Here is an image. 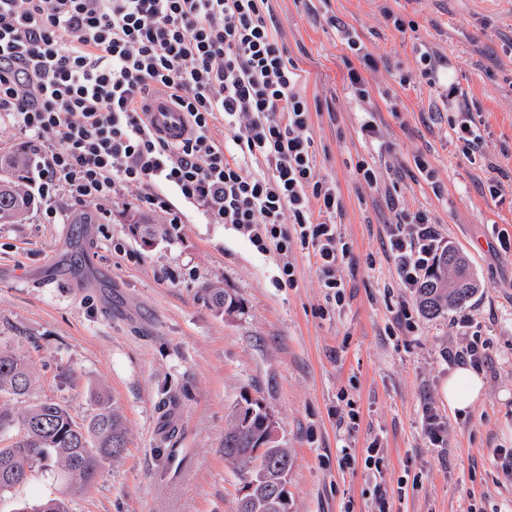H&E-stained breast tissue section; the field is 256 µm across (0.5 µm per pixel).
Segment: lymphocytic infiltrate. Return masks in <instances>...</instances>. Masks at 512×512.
Wrapping results in <instances>:
<instances>
[{"mask_svg": "<svg viewBox=\"0 0 512 512\" xmlns=\"http://www.w3.org/2000/svg\"><path fill=\"white\" fill-rule=\"evenodd\" d=\"M271 2L0 0V112L43 159V223H56L61 196L104 206L134 188L143 207L165 209L168 188L259 253L276 252L274 287L296 285L294 254L307 253L342 305L343 199L317 173L303 75L278 44ZM155 93L188 113V138L152 133L144 114ZM441 99L475 159L473 113L455 89ZM385 248L403 287H418L439 251L429 211L388 225Z\"/></svg>", "mask_w": 512, "mask_h": 512, "instance_id": "obj_1", "label": "lymphocytic infiltrate"}]
</instances>
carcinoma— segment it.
Here are the masks:
<instances>
[{"label":"carcinoma","mask_w":512,"mask_h":512,"mask_svg":"<svg viewBox=\"0 0 512 512\" xmlns=\"http://www.w3.org/2000/svg\"><path fill=\"white\" fill-rule=\"evenodd\" d=\"M33 154L20 150L0 156V224L22 220L34 205L31 174ZM132 231L140 240L159 238L164 229L141 218H132ZM478 284L466 258L446 247L418 288L421 312L436 317L445 310L464 307ZM210 304L232 314L236 296L224 289L207 288ZM33 376L25 352L0 345V498L26 484L39 469L54 468L59 488L34 503H22L16 512H71L72 497L95 488L106 465L119 460L127 448L126 429L119 410L100 393L91 394L94 412L83 422L74 421L66 405L40 400L20 412L3 403L6 397L30 395ZM266 410L243 398L233 412V425L224 433V459L236 468L246 493L237 512H289L283 477L293 459L275 444L264 427Z\"/></svg>","instance_id":"1"}]
</instances>
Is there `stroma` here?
Wrapping results in <instances>:
<instances>
[{"instance_id": "obj_1", "label": "stroma", "mask_w": 512, "mask_h": 512, "mask_svg": "<svg viewBox=\"0 0 512 512\" xmlns=\"http://www.w3.org/2000/svg\"><path fill=\"white\" fill-rule=\"evenodd\" d=\"M286 56L306 72L299 93L312 112L317 171L336 182L344 210L336 222L350 246L336 276L347 300L325 299L315 265L297 254V284L276 288V258L259 254L231 225L210 223L196 205L165 191L170 209L149 211L178 231L146 248L129 224L134 192L112 204L56 201L57 223L32 210L0 224V342L27 349L31 400L64 402L75 420L93 411L90 389L121 408L128 452L107 466L72 512H236L241 485L224 460V432L241 397L273 415L290 448V512H512V476L500 451L512 449V0H273ZM414 21L401 33L383 15ZM344 23L373 55L364 70L369 103L344 84L350 52L331 25ZM447 61L441 79L400 85L422 49ZM456 86L485 130L483 158L469 162L438 111V92ZM396 97L392 114L387 97ZM378 144L360 132L364 109ZM424 158L433 181L415 175ZM377 170V187L356 175ZM439 183L442 196L431 185ZM395 189L390 205L387 189ZM430 211L440 239L469 260L480 288L464 310L424 317L383 242L402 212ZM234 292L240 309L217 313L204 288ZM411 327L398 326L400 309ZM472 315L459 329V313ZM485 344L484 387L464 412L448 407L446 355ZM432 408L445 429L435 446L422 429ZM384 450L382 483L343 452Z\"/></svg>"}]
</instances>
